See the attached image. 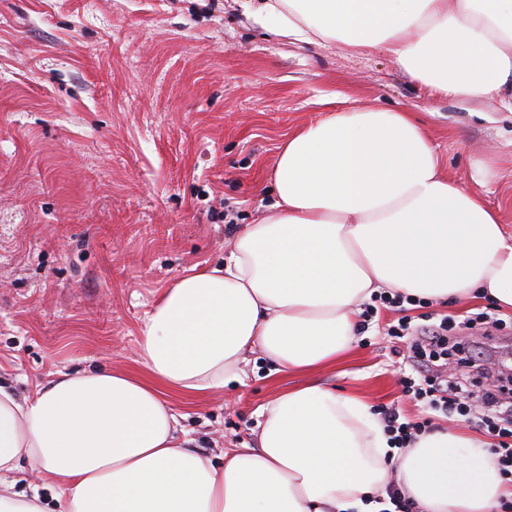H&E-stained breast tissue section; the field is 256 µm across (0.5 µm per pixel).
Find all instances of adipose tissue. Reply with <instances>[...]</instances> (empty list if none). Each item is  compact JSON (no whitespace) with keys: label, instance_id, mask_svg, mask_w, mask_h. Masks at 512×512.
I'll list each match as a JSON object with an SVG mask.
<instances>
[{"label":"adipose tissue","instance_id":"ef3b65f1","mask_svg":"<svg viewBox=\"0 0 512 512\" xmlns=\"http://www.w3.org/2000/svg\"><path fill=\"white\" fill-rule=\"evenodd\" d=\"M268 32L383 49L431 95L512 110V0H257ZM271 213L223 267L163 288L138 343L145 377L99 369L25 399L0 388V476L35 465L56 512H360L396 482L420 512H493L512 495L494 457L448 431L407 449L358 397L317 382L262 406L252 447L189 449L167 393L240 380L253 348L280 373L335 362L359 307L397 291L488 298L512 311V239L497 211L445 176L410 113H328L281 145Z\"/></svg>","mask_w":512,"mask_h":512}]
</instances>
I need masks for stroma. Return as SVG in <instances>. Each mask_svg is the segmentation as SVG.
I'll return each mask as SVG.
<instances>
[{
  "label": "stroma",
  "instance_id": "obj_1",
  "mask_svg": "<svg viewBox=\"0 0 512 512\" xmlns=\"http://www.w3.org/2000/svg\"><path fill=\"white\" fill-rule=\"evenodd\" d=\"M350 106L411 113L441 168L499 210L512 235V111L433 97L379 48L268 36L246 0H0V387L23 398L75 371L134 376L140 325L162 288L219 267L272 208L282 142ZM393 311L314 380L372 412L495 439L427 416L399 383ZM477 367L512 366V312ZM306 375L254 352L242 382L170 394L193 447L254 446L257 408Z\"/></svg>",
  "mask_w": 512,
  "mask_h": 512
}]
</instances>
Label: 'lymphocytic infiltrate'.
Returning <instances> with one entry per match:
<instances>
[{
    "label": "lymphocytic infiltrate",
    "instance_id": "1",
    "mask_svg": "<svg viewBox=\"0 0 512 512\" xmlns=\"http://www.w3.org/2000/svg\"><path fill=\"white\" fill-rule=\"evenodd\" d=\"M409 301L407 295L384 292L379 294L377 303L365 304L362 312L363 317H370L381 303L400 311L392 334L406 343L409 369L402 378L405 392L422 402L427 410L468 418L493 433L497 442L490 452L501 471L512 474V397L494 383L475 391L459 381L436 379L435 374L443 369L449 352L464 355L468 348L463 338H449L448 332L456 324L452 316H442L428 329H419L405 313Z\"/></svg>",
    "mask_w": 512,
    "mask_h": 512
}]
</instances>
